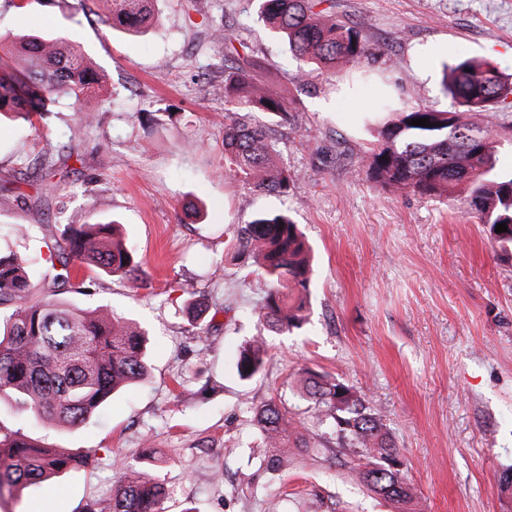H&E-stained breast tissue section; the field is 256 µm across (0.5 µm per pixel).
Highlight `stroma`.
<instances>
[{"label":"stroma","mask_w":512,"mask_h":512,"mask_svg":"<svg viewBox=\"0 0 512 512\" xmlns=\"http://www.w3.org/2000/svg\"><path fill=\"white\" fill-rule=\"evenodd\" d=\"M363 33L370 55L327 75L293 57L256 21L255 0H157L132 35L102 23L105 0H0V34L67 37L100 78L81 104L62 100L35 124L0 122V249L43 254L58 230L117 219L136 245L145 285L94 275L68 299L106 307L149 333L151 377L113 396L84 427H33L5 397L0 425L89 465L43 489L0 497V512H80L110 503L115 474L153 465L165 512H390L320 449L269 474L248 461L258 434L247 411L282 397L304 426L301 369L353 386L384 415L422 512H512V247L448 199L381 189L359 176L372 137L366 113L387 97L448 108L443 71L490 60L512 77V0H330ZM236 30L261 84L288 99L294 125L275 132L278 160L297 173L265 195L224 175V47ZM93 122H85V113ZM288 212L314 253L310 321L265 332L250 315L267 283L228 245V228ZM31 225L28 238L13 236ZM209 312L190 320V303ZM265 335L262 372L239 380L237 350ZM205 336L198 347L196 336Z\"/></svg>","instance_id":"35a3bbf8"}]
</instances>
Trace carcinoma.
<instances>
[{"label":"carcinoma","instance_id":"obj_1","mask_svg":"<svg viewBox=\"0 0 512 512\" xmlns=\"http://www.w3.org/2000/svg\"><path fill=\"white\" fill-rule=\"evenodd\" d=\"M325 0H260V17L282 37L298 59L332 72L356 65L368 54L360 30L321 7ZM112 26L141 33L155 21L154 0H112ZM212 38L224 43V168L227 175L256 192L280 194L294 174L276 160L272 129L252 124L245 112H265L277 124H292L290 102L266 89L252 71L240 35L223 26ZM97 83L86 57L67 38L0 36V116L33 122L49 105L67 99L79 103ZM455 110L388 103L389 118L372 127L371 142L360 173L384 189L429 198H446L465 183V212L489 226L495 242L512 245V172L497 167L498 145L492 131L470 120L472 112H491L512 95V83L487 60L464 58L450 67L443 83ZM16 107L6 106V102ZM429 118L430 127L410 121ZM456 127L448 140V120ZM504 223L507 231L496 232ZM238 256L254 259L268 282L255 314L270 331L290 332L307 321L311 282L307 245L302 232L284 212H263L232 228ZM42 275L43 299L35 300L27 260L0 251V394L28 409L44 428L74 429L86 425L118 390L146 381V336L136 326L100 308H83L59 297L75 267L118 274L138 288L144 280L135 249L123 241L115 220L66 224L49 247ZM266 363V350L256 340L244 345L235 360L237 375L250 381ZM300 396L309 402L321 440H333L332 454L348 468L349 479L367 493L391 504L394 512H416V494L404 470L390 462L400 457L380 413L339 379L306 370L298 380ZM265 449L259 468L279 473L288 449L306 450L312 436L288 416L281 401L269 399L251 408ZM348 460H342V457ZM91 453L68 454L27 439L0 426V487H40L52 477L88 464ZM167 496L147 469L123 468L116 477L112 503H89L82 512H163Z\"/></svg>","mask_w":512,"mask_h":512}]
</instances>
